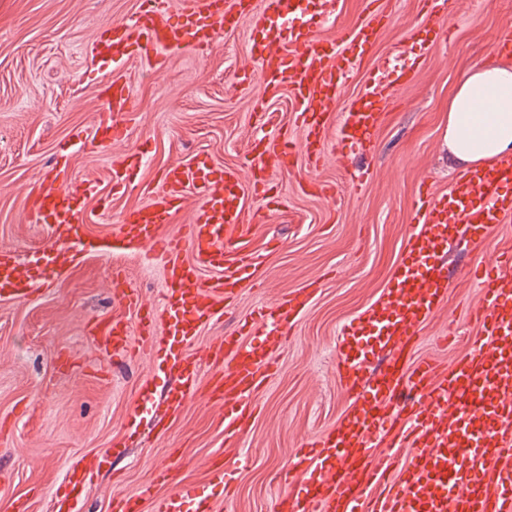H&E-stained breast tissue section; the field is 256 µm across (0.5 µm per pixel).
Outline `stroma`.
Masks as SVG:
<instances>
[{
    "label": "stroma",
    "mask_w": 512,
    "mask_h": 512,
    "mask_svg": "<svg viewBox=\"0 0 512 512\" xmlns=\"http://www.w3.org/2000/svg\"><path fill=\"white\" fill-rule=\"evenodd\" d=\"M141 0H0V247L22 260L49 245L26 204L32 185L52 179L68 150L70 181H94L87 209L91 235L105 236L126 212L146 202L174 161L245 168L260 129L252 107L263 90L239 80L253 66L251 30L223 31L214 49L170 58L162 72L144 59L128 62L135 113L122 140L108 150L77 145L114 72L92 54L99 32L134 18ZM393 19L362 67L351 75L332 111L348 109L380 65L419 57L407 81L394 83L382 123L366 152L338 145L328 134L320 165L299 159L290 172H269L266 192L246 193L251 244L262 257L260 275L222 320L194 344L204 352L235 332L245 316L282 295L315 284L290 337L276 351L279 370L259 393L255 418L240 438L247 457L232 494L209 480V464L224 447L222 407L198 395L169 420L163 393L178 378L161 351L127 360L101 351L95 323L136 316L112 300L114 268L143 299L160 305L164 274L146 252L89 255L60 271L26 299H0V512H52L68 466L85 455L105 458L77 512H111L115 496L152 479L169 463L176 480L198 487L217 512H272L276 478L288 475L297 448L330 430L349 399L336 383L340 326L374 304L388 287L404 249L420 183L447 193L459 173L448 154V96L464 72L499 53L512 32V0H447L446 29L431 27L420 0H392ZM143 161L112 190L120 153ZM512 248V220L495 225L480 245L460 240L448 250V300L424 324L416 353L450 363L467 353L477 328L469 316L479 299L469 269ZM456 329L462 342L443 346ZM151 400L136 413L139 391Z\"/></svg>",
    "instance_id": "obj_1"
}]
</instances>
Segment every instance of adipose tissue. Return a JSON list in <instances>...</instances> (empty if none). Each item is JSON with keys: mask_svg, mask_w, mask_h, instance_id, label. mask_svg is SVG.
<instances>
[{"mask_svg": "<svg viewBox=\"0 0 512 512\" xmlns=\"http://www.w3.org/2000/svg\"><path fill=\"white\" fill-rule=\"evenodd\" d=\"M448 151L468 167L512 154V64L469 68L448 98Z\"/></svg>", "mask_w": 512, "mask_h": 512, "instance_id": "obj_1", "label": "adipose tissue"}]
</instances>
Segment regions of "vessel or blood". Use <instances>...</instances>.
Here are the masks:
<instances>
[{"label": "vessel or blood", "instance_id": "b4317fda", "mask_svg": "<svg viewBox=\"0 0 512 512\" xmlns=\"http://www.w3.org/2000/svg\"><path fill=\"white\" fill-rule=\"evenodd\" d=\"M309 3L322 17L336 13V0H181L174 13L144 0L135 19L99 34L93 52L116 71L143 57L159 70L170 56L207 53L224 27L247 16L258 66L243 69L240 80H256L263 87L257 116L265 118L267 100L285 91L301 129L296 139L281 130L254 141L249 163L285 170L301 154L316 165L331 105L391 12L389 0H369L365 19L339 29L328 46L302 17ZM418 66L414 59L401 67L377 68L337 120L338 139L367 149L391 85L408 80ZM108 93V107L97 114L92 133L93 144L105 147L124 136L133 110L122 77L112 78ZM161 183L105 237L87 232L86 202L95 192L93 184L40 185L32 210L47 230L48 252L22 263L1 248L0 299L39 290L50 270L71 265L82 254L149 251L168 280L162 306H146L125 278L115 275L113 299L138 313V328L114 320L99 342L104 350L130 357L154 349L156 323L166 321L171 337L165 355L180 373L178 385L165 395L169 419H177L193 396L206 391L224 407V444L231 447L253 417L255 395L276 372L275 349L310 292L280 297L243 322L237 333L209 346V356L223 369L202 382L200 364L185 348L223 316L225 305L253 280L260 261L247 238L238 169L177 161L163 171ZM190 193L197 199L191 223L181 235L165 234V224ZM508 218L512 157L459 173L442 196L421 185L390 287L364 313L345 322L337 336L336 379L349 409L338 426L297 450L273 512H512L511 250L495 265L471 272L482 294L474 310L480 331L472 350L448 368L432 360L415 361L412 354L423 324L448 299L438 259L449 240L462 228L470 242H479ZM206 269L211 277H203ZM256 332L261 335L257 341L252 338ZM172 479V468L158 465L154 482L113 499L112 512H212L207 496L191 485L156 495V484Z\"/></svg>", "mask_w": 512, "mask_h": 512}]
</instances>
